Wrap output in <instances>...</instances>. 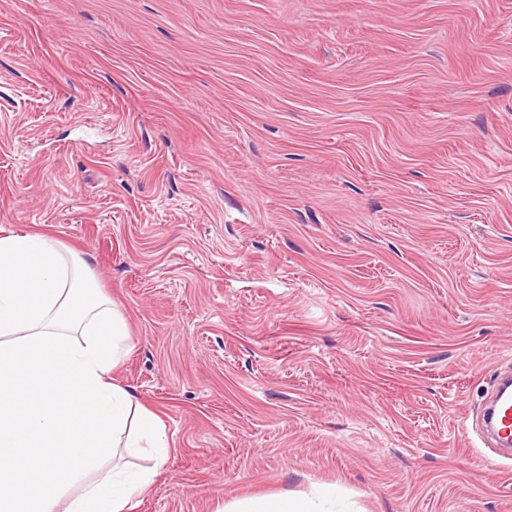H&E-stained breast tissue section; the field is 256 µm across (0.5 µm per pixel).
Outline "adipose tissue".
I'll list each match as a JSON object with an SVG mask.
<instances>
[{
	"mask_svg": "<svg viewBox=\"0 0 512 512\" xmlns=\"http://www.w3.org/2000/svg\"><path fill=\"white\" fill-rule=\"evenodd\" d=\"M77 253L0 237V512H126L168 459L161 420L112 372L129 333ZM153 451V467L127 457ZM336 495L259 496L230 512H335Z\"/></svg>",
	"mask_w": 512,
	"mask_h": 512,
	"instance_id": "1",
	"label": "adipose tissue"
}]
</instances>
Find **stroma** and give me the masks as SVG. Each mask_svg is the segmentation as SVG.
<instances>
[{"mask_svg": "<svg viewBox=\"0 0 512 512\" xmlns=\"http://www.w3.org/2000/svg\"><path fill=\"white\" fill-rule=\"evenodd\" d=\"M2 231L127 322L129 512H512V0H0ZM500 386L487 406L484 413V424L490 427L496 443L501 446L512 442V403L508 400H499ZM510 433L511 437L508 436ZM226 509V512H335L336 495L324 489L313 497L284 493L245 499Z\"/></svg>", "mask_w": 512, "mask_h": 512, "instance_id": "stroma-1", "label": "stroma"}]
</instances>
